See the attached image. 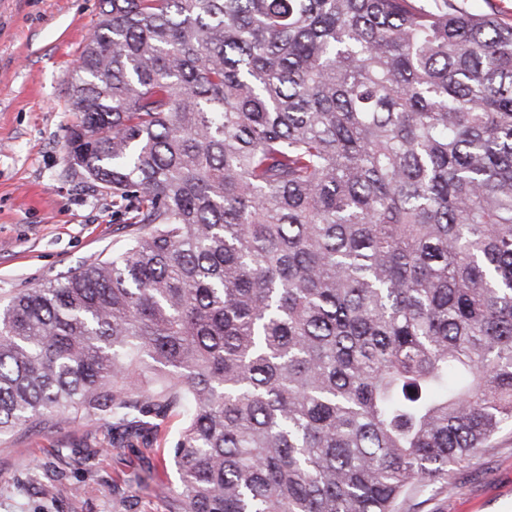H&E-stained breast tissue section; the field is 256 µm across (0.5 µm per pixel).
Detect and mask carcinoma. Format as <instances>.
<instances>
[{
  "label": "carcinoma",
  "mask_w": 512,
  "mask_h": 512,
  "mask_svg": "<svg viewBox=\"0 0 512 512\" xmlns=\"http://www.w3.org/2000/svg\"><path fill=\"white\" fill-rule=\"evenodd\" d=\"M68 161L138 225L0 301V437L178 415L169 512H399L512 425V25L101 0Z\"/></svg>",
  "instance_id": "1"
}]
</instances>
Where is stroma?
<instances>
[{
    "label": "stroma",
    "instance_id": "35a3bbf8",
    "mask_svg": "<svg viewBox=\"0 0 512 512\" xmlns=\"http://www.w3.org/2000/svg\"><path fill=\"white\" fill-rule=\"evenodd\" d=\"M100 0H0V298L122 248L112 196L72 173V69ZM111 429L69 419L0 438V512H168L166 447L111 448ZM401 512H512V426Z\"/></svg>",
    "mask_w": 512,
    "mask_h": 512
}]
</instances>
